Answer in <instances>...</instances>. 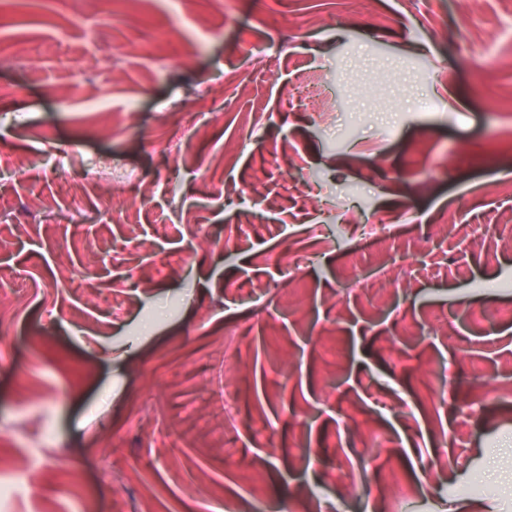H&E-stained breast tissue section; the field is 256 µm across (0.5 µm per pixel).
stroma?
I'll return each mask as SVG.
<instances>
[{"label":"stroma","instance_id":"1","mask_svg":"<svg viewBox=\"0 0 512 512\" xmlns=\"http://www.w3.org/2000/svg\"><path fill=\"white\" fill-rule=\"evenodd\" d=\"M511 19L512 0H0V467L38 470L0 512H448L494 463L475 502L512 512ZM104 50L63 100L69 58ZM63 167L135 178L89 199ZM366 224L391 225L393 263Z\"/></svg>","mask_w":512,"mask_h":512}]
</instances>
